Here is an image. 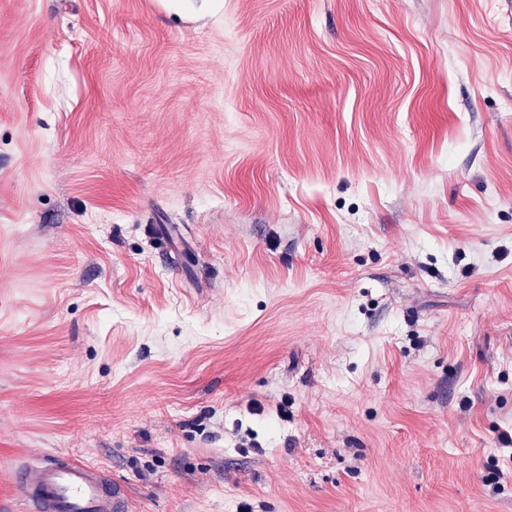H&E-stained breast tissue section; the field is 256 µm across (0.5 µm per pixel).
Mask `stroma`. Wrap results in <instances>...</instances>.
Instances as JSON below:
<instances>
[{"label": "stroma", "mask_w": 512, "mask_h": 512, "mask_svg": "<svg viewBox=\"0 0 512 512\" xmlns=\"http://www.w3.org/2000/svg\"><path fill=\"white\" fill-rule=\"evenodd\" d=\"M512 0H0V512H512ZM202 4L198 9L191 8L184 2L186 0H167L165 1L168 13L174 15L178 20H189L198 10L205 9L212 15L219 12L224 2L222 0H202ZM29 512H128L120 484L69 454H33L12 472Z\"/></svg>", "instance_id": "1"}]
</instances>
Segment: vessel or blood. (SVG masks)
<instances>
[{"label":"vessel or blood","mask_w":512,"mask_h":512,"mask_svg":"<svg viewBox=\"0 0 512 512\" xmlns=\"http://www.w3.org/2000/svg\"><path fill=\"white\" fill-rule=\"evenodd\" d=\"M28 512H128L120 484L65 453L33 454L12 472Z\"/></svg>","instance_id":"1"}]
</instances>
